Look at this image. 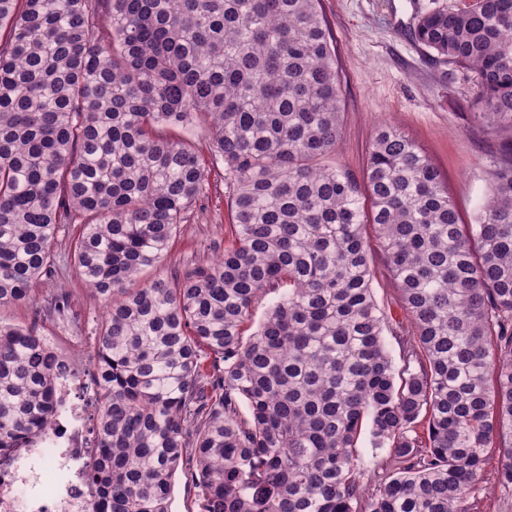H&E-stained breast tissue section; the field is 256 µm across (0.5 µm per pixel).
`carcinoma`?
I'll list each match as a JSON object with an SVG mask.
<instances>
[{
    "label": "carcinoma",
    "mask_w": 512,
    "mask_h": 512,
    "mask_svg": "<svg viewBox=\"0 0 512 512\" xmlns=\"http://www.w3.org/2000/svg\"><path fill=\"white\" fill-rule=\"evenodd\" d=\"M320 3L0 0V312L34 301L69 233L105 309L93 512H171L179 471L201 512H481L488 484L512 499V146L471 224L393 126L363 181L321 164L342 89ZM415 38L473 74L474 120L512 132V0L428 12ZM218 166L224 250L140 279ZM376 251L410 319L399 367ZM69 370L36 326L0 323L1 455L45 430ZM365 431L388 449L369 482ZM288 286L271 289L260 296L252 307L250 320L246 323L243 332V338L246 340L256 331L257 327L264 319L266 312L281 298L286 292Z\"/></svg>",
    "instance_id": "carcinoma-1"
}]
</instances>
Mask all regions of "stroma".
I'll list each match as a JSON object with an SVG mask.
<instances>
[{"instance_id":"1","label":"stroma","mask_w":512,"mask_h":512,"mask_svg":"<svg viewBox=\"0 0 512 512\" xmlns=\"http://www.w3.org/2000/svg\"><path fill=\"white\" fill-rule=\"evenodd\" d=\"M471 0H321L336 41L343 89L341 141L326 164L363 176L370 143L378 127L392 125L410 136L442 173L459 216L471 223L485 202L494 164L507 136L471 121L475 111L472 76L466 70L428 55L415 41L413 29L427 12L459 9ZM207 198L186 213L167 261L177 270L210 257L214 243L231 222L230 199L221 171L209 175ZM58 277L38 285L33 303L13 307L6 322L38 323L55 351L80 371H88L94 330L101 309L58 247ZM372 286L386 318L384 340L392 358H399L398 337L408 319L383 265H376ZM71 294L68 319L42 315L57 288Z\"/></svg>"}]
</instances>
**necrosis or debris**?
Segmentation results:
<instances>
[{
  "mask_svg": "<svg viewBox=\"0 0 512 512\" xmlns=\"http://www.w3.org/2000/svg\"><path fill=\"white\" fill-rule=\"evenodd\" d=\"M79 372L61 380L62 407L31 447L0 456V512H91L95 489L86 465L95 451L88 399L71 400Z\"/></svg>",
  "mask_w": 512,
  "mask_h": 512,
  "instance_id": "necrosis-or-debris-1",
  "label": "necrosis or debris"
}]
</instances>
